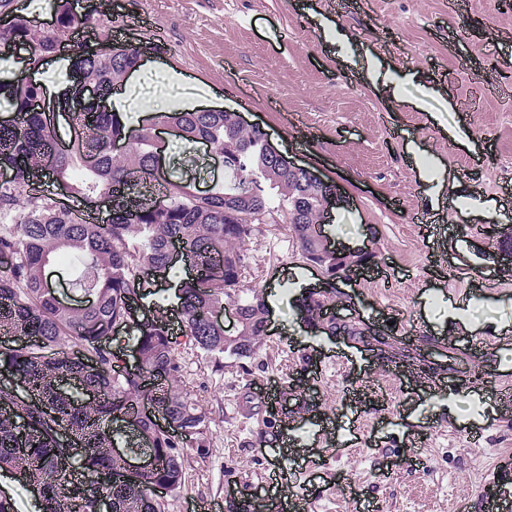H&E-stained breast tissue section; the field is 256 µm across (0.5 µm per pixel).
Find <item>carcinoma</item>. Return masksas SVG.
<instances>
[{"label": "carcinoma", "instance_id": "obj_1", "mask_svg": "<svg viewBox=\"0 0 512 512\" xmlns=\"http://www.w3.org/2000/svg\"><path fill=\"white\" fill-rule=\"evenodd\" d=\"M14 0H0V52L24 45L30 62L56 52L90 15L73 11L71 0H54L55 21L34 24L15 13ZM142 48L104 39V49L72 50L70 78L80 95L86 83L98 91L70 113L74 131L58 148L48 112L31 108L43 89L27 80L0 82V99L12 119L0 121V330L27 338L18 347L0 346L17 384L0 385V470L14 474L38 493L44 512H96L106 499L109 512H158L155 491L184 483L183 439L169 435L150 418L132 432L134 446L153 452L157 466L132 478L111 448L123 433L112 428L117 413L153 404L178 425L182 435L207 447L206 417L189 401L178 358L179 342L167 310L148 309L153 294L149 271L166 275L171 251L199 269L178 283L181 336L214 358L253 355L267 335L269 311L254 289L239 287L244 247L258 224L289 225L305 261L322 265L324 281L303 300L301 318L318 323L336 304V281L349 271L324 249L316 220L327 188L304 172L271 158L266 133L239 122L234 112H156L126 129L108 108L113 90L140 61ZM173 127L185 144V158L205 144L224 157V181L201 194L190 183L156 168L155 131ZM126 143L121 154L113 142ZM70 193L86 220L61 205L57 191ZM109 202L105 221L91 216L97 201ZM73 253V282L87 304L59 300L45 278L56 253ZM237 313V334L224 335L218 314ZM329 335L363 336L355 324L326 321ZM134 335L143 370L159 373V387L122 367L124 351L103 344L120 330ZM91 348L96 358L79 355Z\"/></svg>", "mask_w": 512, "mask_h": 512}]
</instances>
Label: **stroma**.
<instances>
[{"mask_svg":"<svg viewBox=\"0 0 512 512\" xmlns=\"http://www.w3.org/2000/svg\"><path fill=\"white\" fill-rule=\"evenodd\" d=\"M111 31L80 29L82 44L104 38L142 47L145 58L182 73L170 97L240 113L297 164L336 184L342 199L323 230L335 246L373 252L376 273L336 284L356 310L347 323L368 336H329L305 328L289 332L292 283L304 263L289 226L260 224L246 244L241 286L276 292L284 311L248 358L214 364L190 347L178 358L182 379L206 416L208 447L183 450L185 482L156 496L161 512H232L240 491L266 499L273 482L272 453L301 421L291 454L320 465L298 489L313 512H362L376 501L382 512H448L466 499L483 512L481 486L490 476L512 484V468L494 470L512 450V421L494 423L487 442L471 445L457 434L439 396L400 395L411 374L450 379L470 372L468 338L449 331L442 312L464 300L479 273L480 256L496 260L512 243V220L468 215L466 197L504 202L512 189V8L500 0H107ZM338 18L358 47L348 56L324 41L308 13ZM381 56L415 78L399 99L368 83L369 57ZM466 120L477 146H452L448 126ZM417 139L442 157L450 172H465L459 190L430 210L406 151ZM431 211L430 225L411 221ZM497 230L496 240L482 234ZM463 263L456 279L445 266ZM496 291L471 310L473 334L512 342V263L500 264ZM421 334L403 339L402 328ZM375 381L393 389L390 406L353 404L345 382ZM250 395L251 412L240 406ZM425 438L423 462L413 465L406 438Z\"/></svg>","mask_w":512,"mask_h":512,"instance_id":"35a3bbf8","label":"stroma"}]
</instances>
